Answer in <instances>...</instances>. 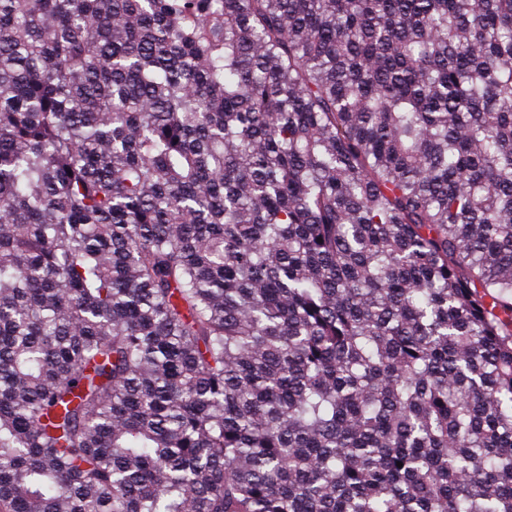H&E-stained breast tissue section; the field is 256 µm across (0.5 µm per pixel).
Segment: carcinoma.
I'll return each instance as SVG.
<instances>
[{
	"mask_svg": "<svg viewBox=\"0 0 512 512\" xmlns=\"http://www.w3.org/2000/svg\"><path fill=\"white\" fill-rule=\"evenodd\" d=\"M0 512H512V0H0Z\"/></svg>",
	"mask_w": 512,
	"mask_h": 512,
	"instance_id": "carcinoma-1",
	"label": "carcinoma"
}]
</instances>
